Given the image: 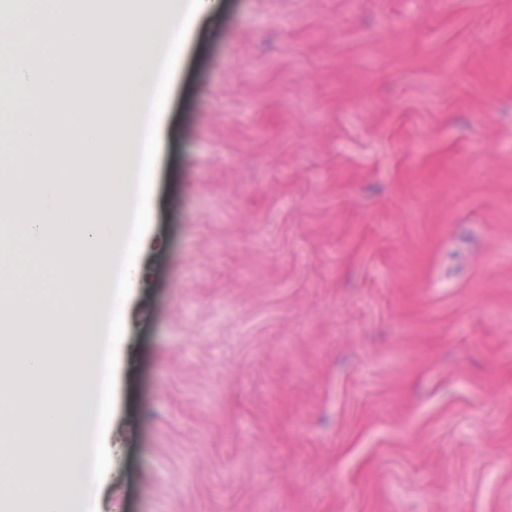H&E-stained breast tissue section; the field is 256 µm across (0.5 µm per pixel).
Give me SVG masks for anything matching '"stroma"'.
Instances as JSON below:
<instances>
[{
  "mask_svg": "<svg viewBox=\"0 0 512 512\" xmlns=\"http://www.w3.org/2000/svg\"><path fill=\"white\" fill-rule=\"evenodd\" d=\"M219 4L106 512H512V0Z\"/></svg>",
  "mask_w": 512,
  "mask_h": 512,
  "instance_id": "35a3bbf8",
  "label": "stroma"
}]
</instances>
